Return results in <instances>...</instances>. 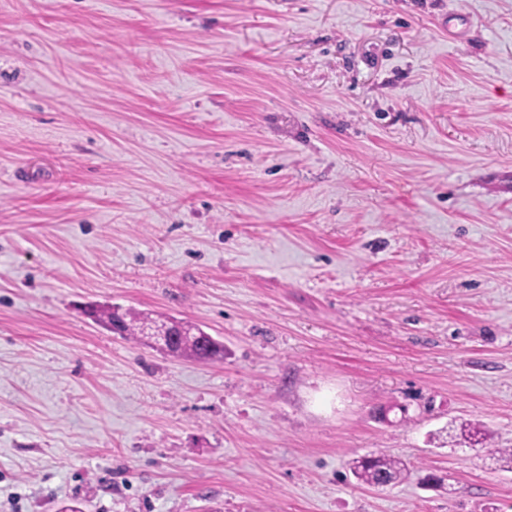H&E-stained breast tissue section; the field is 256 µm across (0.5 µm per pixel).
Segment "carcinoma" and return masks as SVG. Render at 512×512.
Instances as JSON below:
<instances>
[{"label": "carcinoma", "mask_w": 512, "mask_h": 512, "mask_svg": "<svg viewBox=\"0 0 512 512\" xmlns=\"http://www.w3.org/2000/svg\"><path fill=\"white\" fill-rule=\"evenodd\" d=\"M87 314L111 332L138 343H148L150 330H159L175 325L176 341L164 348V352L179 358H188L205 362L224 360V343L206 333L198 325L178 320L163 314H149L122 309L120 306L91 308ZM462 438L473 444L481 443V432L477 428L460 427V434H455V427H448V438L456 441ZM350 469L363 484L379 488L396 484L405 470L401 459L384 454L373 453L368 458L359 457L352 461Z\"/></svg>", "instance_id": "obj_1"}]
</instances>
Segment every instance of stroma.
I'll use <instances>...</instances> for the list:
<instances>
[{"label":"stroma","instance_id":"1","mask_svg":"<svg viewBox=\"0 0 512 512\" xmlns=\"http://www.w3.org/2000/svg\"><path fill=\"white\" fill-rule=\"evenodd\" d=\"M498 448L512 0H0V512H512ZM96 322L112 333L138 343H149V330H159L174 324L176 341L160 350L179 358L205 362H220L224 359V344L206 333L198 325L178 320L163 314L123 310L120 306L91 308L87 313ZM369 458L359 457L352 461L350 469L363 484L379 488L396 484L405 470L401 459L384 454L368 453Z\"/></svg>","mask_w":512,"mask_h":512}]
</instances>
